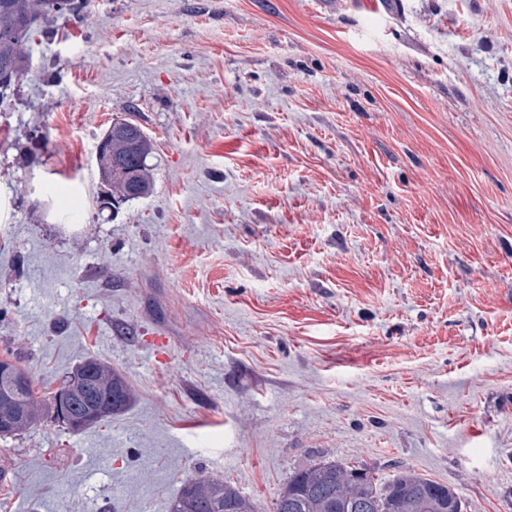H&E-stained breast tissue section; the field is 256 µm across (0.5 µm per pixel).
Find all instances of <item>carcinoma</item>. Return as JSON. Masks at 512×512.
I'll use <instances>...</instances> for the list:
<instances>
[{
    "mask_svg": "<svg viewBox=\"0 0 512 512\" xmlns=\"http://www.w3.org/2000/svg\"><path fill=\"white\" fill-rule=\"evenodd\" d=\"M88 0H0V16L8 15L23 34L0 33V91L6 92L15 74H24L29 63V44L37 23L59 12L77 17ZM153 142L147 135L138 140L135 150L121 133L112 135V194L125 197L129 182H136L143 195L151 190L147 159ZM3 363L25 381L24 389H15L12 381L0 378V417L16 410L29 415V429L51 417L53 404L66 386L44 401L35 397L33 382L25 366L13 358ZM86 365L96 369L95 383L87 393L73 396L74 412L112 398V408L100 413L99 421L124 410L131 401L125 378L94 359ZM170 512H253L251 504L221 478H194L185 481L170 503ZM275 512H462V503L454 489L402 468L380 482L373 477L359 478L354 467L336 461H322L295 471L279 492Z\"/></svg>",
    "mask_w": 512,
    "mask_h": 512,
    "instance_id": "cac0c4a2",
    "label": "carcinoma"
}]
</instances>
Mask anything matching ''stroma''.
Instances as JSON below:
<instances>
[{"mask_svg":"<svg viewBox=\"0 0 512 512\" xmlns=\"http://www.w3.org/2000/svg\"><path fill=\"white\" fill-rule=\"evenodd\" d=\"M0 101V359L128 408L0 436V512L399 467L512 512V0H92ZM153 190L100 209L113 120Z\"/></svg>","mask_w":512,"mask_h":512,"instance_id":"35a3bbf8","label":"stroma"}]
</instances>
